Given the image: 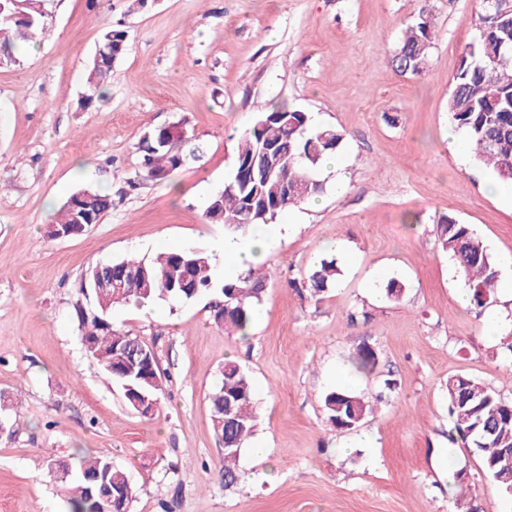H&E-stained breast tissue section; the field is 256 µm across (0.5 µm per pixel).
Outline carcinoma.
<instances>
[{
	"instance_id": "cac0c4a2",
	"label": "carcinoma",
	"mask_w": 512,
	"mask_h": 512,
	"mask_svg": "<svg viewBox=\"0 0 512 512\" xmlns=\"http://www.w3.org/2000/svg\"><path fill=\"white\" fill-rule=\"evenodd\" d=\"M4 12L15 16L0 23V53L16 57L33 43L34 35L43 30L47 14L42 0H0ZM483 14L478 35L464 51L460 67L448 96L447 111L457 128L464 131L473 147L474 159L492 169L498 179L512 182V2L482 0ZM431 11L421 6L413 23L406 29L395 56L402 74L421 75L426 70L431 38ZM99 51L92 59L84 101L103 97L104 84L116 59L127 50L126 31L110 27L98 43ZM344 134L333 127H315L306 112L286 105L261 113L243 131L233 172L224 189L206 202L207 219L224 225L229 234H244L255 226L265 225L275 215L298 207L323 193L325 183L319 172L326 157L340 148ZM268 143L279 152L275 172L259 171L240 176L248 164L258 165ZM143 176L161 180L180 168L185 156L174 150L166 128L149 132L141 140ZM295 186L283 197V185ZM112 209V198L92 189H81L69 196L54 222L58 228L76 223V215L84 213L95 223ZM441 248L453 260L469 290L470 300L480 308L496 302L499 267L481 237L468 224L451 215L437 224ZM112 279L119 287L99 296L92 288L93 273H88L80 292L90 295L94 306L74 307V317L81 331L86 353L101 366L104 374L118 384L127 406L134 412L144 404L155 407L163 393L165 372L156 355H132L131 349L144 346V341L112 325V308L119 305L148 306L160 301L185 302L205 293H213V318L216 324L236 335L246 337L261 301L268 272L254 268L217 285L213 279L212 259L206 252L188 248L164 251L150 258L128 257L109 262ZM339 269L336 261L321 260L306 277L311 298H318L336 283ZM377 354L362 347L352 357L354 369L369 373L376 369ZM448 412L453 433L467 447L477 452L483 467L498 487L512 493V402L504 400L493 388L463 375L448 377L446 383ZM231 401V413L221 414L219 403ZM14 397L0 395V435L8 440L17 433L9 415ZM323 406L328 420L340 430L359 427L372 413L373 407L363 398L344 390L325 394ZM214 435L231 444L224 449V486L238 480L236 461L244 443L254 434L258 416L253 407V386L248 372L238 363L224 365L221 385L210 396ZM51 473L72 479V493L67 500L68 512H104L106 506L91 492L93 483L104 484L112 493L134 489L126 473L106 455L80 457L76 467L47 460Z\"/></svg>"
}]
</instances>
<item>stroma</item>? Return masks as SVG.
<instances>
[{"label": "stroma", "instance_id": "stroma-1", "mask_svg": "<svg viewBox=\"0 0 512 512\" xmlns=\"http://www.w3.org/2000/svg\"><path fill=\"white\" fill-rule=\"evenodd\" d=\"M423 75L393 63L417 0H44L47 25L16 59L0 58V391L15 394L19 432L0 439V512H65L68 487L47 455L104 454L125 470L129 512H512V495L479 456L448 441L445 384L463 375L512 400V309L490 335L435 228L472 225L494 257L512 255V210L486 186L491 170L459 155L448 94L481 0H429ZM128 34L104 96L85 104L92 54L107 26ZM343 131L341 171L313 206L280 217L270 277L248 337L224 332L210 299L119 306L115 327L139 336L169 374L150 415L132 411L84 351L74 320L80 285L100 262L180 248L208 250L224 227L204 202L232 173L241 131L278 104ZM187 131L186 163L129 187L142 137ZM109 192L101 223L52 239L68 195ZM341 276L321 300L292 280L322 259ZM403 290L385 294L389 282ZM363 346L378 356L352 370ZM253 380L256 432L239 481L225 487L209 395L226 361ZM346 370L337 382V370ZM374 400L353 430L328 421L324 395Z\"/></svg>", "mask_w": 512, "mask_h": 512}]
</instances>
